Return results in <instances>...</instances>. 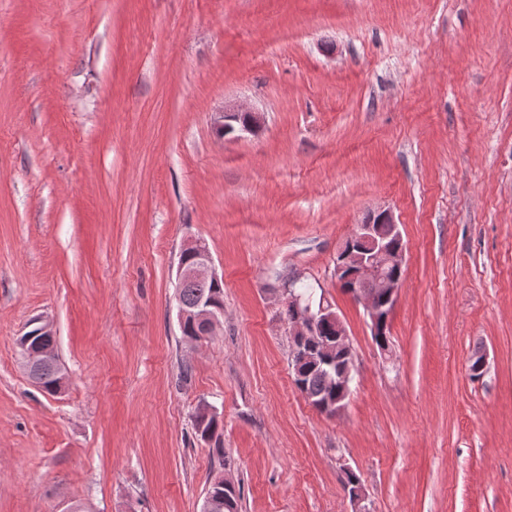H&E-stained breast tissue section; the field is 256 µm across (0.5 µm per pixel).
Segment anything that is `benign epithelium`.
Instances as JSON below:
<instances>
[{"label":"benign epithelium","mask_w":512,"mask_h":512,"mask_svg":"<svg viewBox=\"0 0 512 512\" xmlns=\"http://www.w3.org/2000/svg\"><path fill=\"white\" fill-rule=\"evenodd\" d=\"M240 109L224 110L215 128L226 133L231 131L239 135L252 134L264 125V116L260 112H251L250 123L236 130L232 129ZM401 238V233L394 216L389 210H379L364 223L356 225L351 236L345 240L336 254V285L345 281L352 282L349 294L361 304L370 320L372 335L380 333L383 321L389 319L396 305L401 285V270L406 261V247H394L393 239ZM181 254L191 255L188 262L179 261L177 269V287L182 288L191 282L216 283L222 281L214 266L206 243L194 236L184 241ZM178 321L180 326L187 324L194 328L196 340L201 341L214 335L224 324V308L201 299L195 304L185 303L176 297ZM286 306L293 311L294 318L289 324L292 345L291 357L299 363L310 359L311 343L316 341L325 324L333 325L336 330V343L326 342L321 346V353L331 354L335 349H342L350 358L347 370L341 375L340 396L336 405L329 407V413L341 412L352 392L355 360L352 344L346 326L333 307L319 302L313 306L302 302L292 290H286ZM26 368L57 360L56 352L41 349L37 352L19 344Z\"/></svg>","instance_id":"benign-epithelium-1"}]
</instances>
